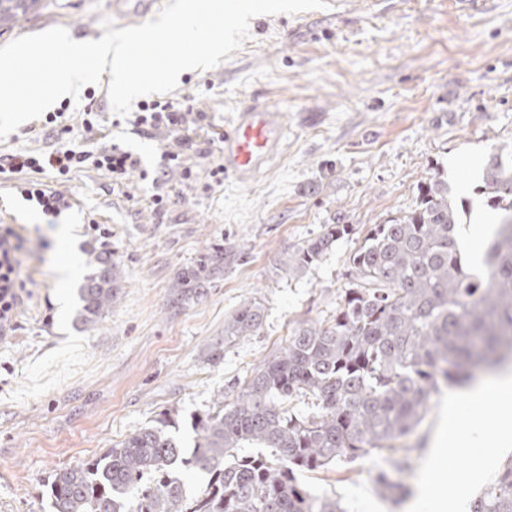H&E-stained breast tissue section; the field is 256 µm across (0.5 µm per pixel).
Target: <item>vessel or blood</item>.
Listing matches in <instances>:
<instances>
[{"label":"vessel or blood","instance_id":"vessel-or-blood-1","mask_svg":"<svg viewBox=\"0 0 512 512\" xmlns=\"http://www.w3.org/2000/svg\"><path fill=\"white\" fill-rule=\"evenodd\" d=\"M284 135L279 109L257 100L241 107L224 132L221 156L225 175L240 183L254 179L278 152Z\"/></svg>","mask_w":512,"mask_h":512}]
</instances>
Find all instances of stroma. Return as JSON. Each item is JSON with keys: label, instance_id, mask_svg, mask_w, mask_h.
<instances>
[{"label": "stroma", "instance_id": "stroma-1", "mask_svg": "<svg viewBox=\"0 0 512 512\" xmlns=\"http://www.w3.org/2000/svg\"><path fill=\"white\" fill-rule=\"evenodd\" d=\"M112 2L38 0L0 28V46L56 26L97 40L104 21L118 29L145 22L132 5L118 12ZM93 90L64 101L56 124L38 118L0 141L2 156L116 144L143 164L119 186L91 166L64 177L44 172V188L73 203L54 220L22 199L17 177L0 176V225L28 248V286L13 326L0 331V512H49L50 474L98 458L165 413L175 415L171 434L193 446L196 418L234 397L286 345L294 322L335 318L352 285L350 256L375 225L413 208L424 177L441 175L452 201L470 202L460 227L469 234L484 207V158L512 143V0H334L256 17L226 61L184 73L166 94L202 115L179 133L135 131L113 112L107 83ZM256 98L283 113L285 146L252 181L214 182L221 145L212 135ZM165 151L177 161L162 163ZM157 193L167 199L160 211ZM336 218L349 235L303 273L281 270L288 252ZM92 223L101 233L89 231ZM216 249L224 252L220 276L175 288ZM65 250L81 258L71 279L59 273ZM102 254L119 271L117 298L85 324L78 290ZM253 299L265 309L261 330L225 342V320ZM446 400L434 396L405 440L414 473L402 501L375 485L376 472L390 466L384 454L303 471L299 481L344 512H436L448 496L447 485L429 483ZM445 452L459 473L482 462L492 478L512 459V449L480 454L451 443Z\"/></svg>", "mask_w": 512, "mask_h": 512}]
</instances>
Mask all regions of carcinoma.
<instances>
[{"label": "carcinoma", "mask_w": 512, "mask_h": 512, "mask_svg": "<svg viewBox=\"0 0 512 512\" xmlns=\"http://www.w3.org/2000/svg\"><path fill=\"white\" fill-rule=\"evenodd\" d=\"M38 0H0V27L16 23ZM482 193L499 215L481 262L462 258L461 211L448 182L424 179L415 207L377 224L349 258L357 287L344 292L330 323L294 322L281 354L261 363L249 382L218 410L194 423L184 448L171 418L144 426L99 458L50 476L51 512H343L316 497L299 471L383 451L410 436L441 388L502 365L512 352V144L484 159ZM349 233L323 232L282 261L298 274ZM117 274L102 258L80 288L82 323H93L116 298ZM264 308L251 300L224 321V343L261 329ZM299 395L316 410L286 404ZM247 445L271 448L243 453ZM393 470H411V449ZM208 476L189 500L177 469ZM470 512H512V461L485 485Z\"/></svg>", "instance_id": "obj_1"}]
</instances>
